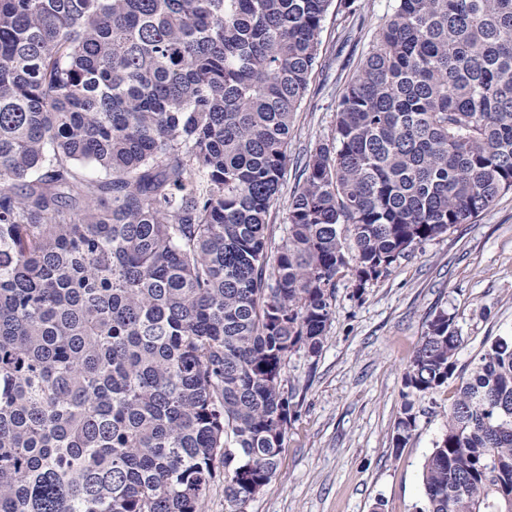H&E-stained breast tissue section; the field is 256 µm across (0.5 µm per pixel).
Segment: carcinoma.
Masks as SVG:
<instances>
[{
	"mask_svg": "<svg viewBox=\"0 0 512 512\" xmlns=\"http://www.w3.org/2000/svg\"><path fill=\"white\" fill-rule=\"evenodd\" d=\"M331 3L0 0V512H204L218 459L244 512L340 274L512 190V0H395L272 250ZM463 344L428 321L392 451L458 380L415 512H512V336Z\"/></svg>",
	"mask_w": 512,
	"mask_h": 512,
	"instance_id": "carcinoma-1",
	"label": "carcinoma"
}]
</instances>
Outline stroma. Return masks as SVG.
<instances>
[{"label":"stroma","mask_w":512,"mask_h":512,"mask_svg":"<svg viewBox=\"0 0 512 512\" xmlns=\"http://www.w3.org/2000/svg\"><path fill=\"white\" fill-rule=\"evenodd\" d=\"M394 0H354L355 16L329 9L320 54L291 129V161L267 216L273 242L287 235L288 205L310 153L331 138L336 105L375 43ZM339 281L335 313L318 357L296 354L283 375L296 390L276 476L246 512H414L421 469L439 437L454 389L419 407L400 454L391 438L401 415L403 374L433 314L447 312L468 366L494 337L512 334V191L473 223L424 242L355 296Z\"/></svg>","instance_id":"35a3bbf8"}]
</instances>
